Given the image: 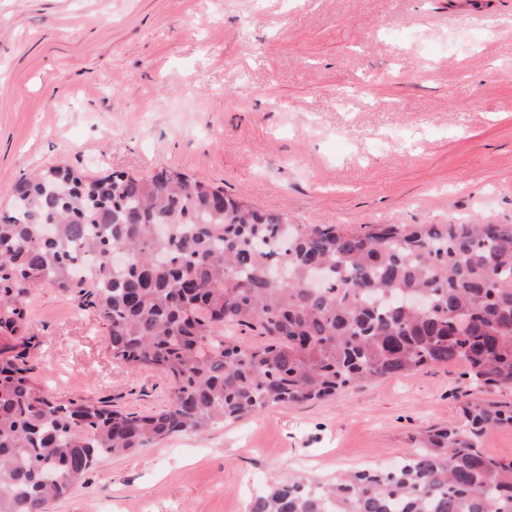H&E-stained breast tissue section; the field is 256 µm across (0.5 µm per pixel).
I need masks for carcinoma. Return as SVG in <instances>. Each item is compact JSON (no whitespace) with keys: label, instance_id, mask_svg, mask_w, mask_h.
<instances>
[{"label":"carcinoma","instance_id":"1","mask_svg":"<svg viewBox=\"0 0 512 512\" xmlns=\"http://www.w3.org/2000/svg\"><path fill=\"white\" fill-rule=\"evenodd\" d=\"M286 223L176 170L50 166L16 182L0 215V339L29 343L27 300L54 288L98 313L115 360L172 386L145 415L55 401L26 352L0 346V512H48L105 457L426 365L464 364L479 393L512 387V224ZM462 412L391 469L290 477L248 512H512V460L473 442L512 427V405L472 396Z\"/></svg>","mask_w":512,"mask_h":512}]
</instances>
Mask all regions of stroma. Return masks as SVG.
Instances as JSON below:
<instances>
[{
    "instance_id": "obj_1",
    "label": "stroma",
    "mask_w": 512,
    "mask_h": 512,
    "mask_svg": "<svg viewBox=\"0 0 512 512\" xmlns=\"http://www.w3.org/2000/svg\"><path fill=\"white\" fill-rule=\"evenodd\" d=\"M175 169L297 224H512V0H0V213L33 170ZM57 399L145 414L170 381L95 310L29 298ZM458 363L108 457L49 512H248L302 474L391 465L460 422Z\"/></svg>"
}]
</instances>
